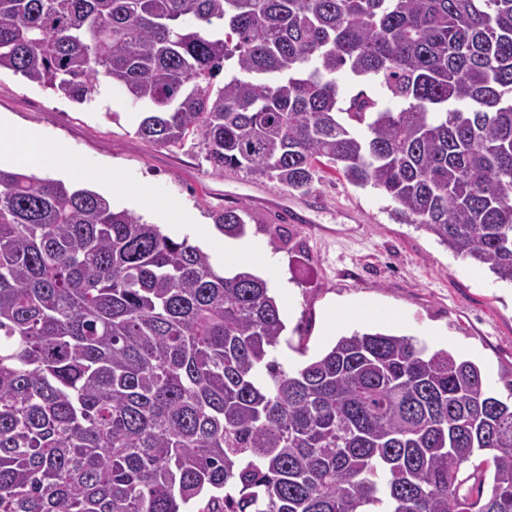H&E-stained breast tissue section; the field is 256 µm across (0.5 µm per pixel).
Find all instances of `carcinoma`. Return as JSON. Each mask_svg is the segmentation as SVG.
Segmentation results:
<instances>
[{"label": "carcinoma", "mask_w": 512, "mask_h": 512, "mask_svg": "<svg viewBox=\"0 0 512 512\" xmlns=\"http://www.w3.org/2000/svg\"><path fill=\"white\" fill-rule=\"evenodd\" d=\"M2 69L79 104L103 79L215 170L337 171L512 284V0H0ZM341 72L387 102L343 106ZM284 330L257 275L0 168V512H512L478 365L375 331L289 370Z\"/></svg>", "instance_id": "cac0c4a2"}]
</instances>
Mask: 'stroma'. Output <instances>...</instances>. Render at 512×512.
<instances>
[{
  "instance_id": "35a3bbf8",
  "label": "stroma",
  "mask_w": 512,
  "mask_h": 512,
  "mask_svg": "<svg viewBox=\"0 0 512 512\" xmlns=\"http://www.w3.org/2000/svg\"><path fill=\"white\" fill-rule=\"evenodd\" d=\"M135 110L106 83L93 102L79 105L0 72V115L67 141L84 168L114 166L148 182L160 206L146 221L199 246L216 268L224 266V236L215 214L247 207L246 238L270 254L273 280L290 292L280 301L286 329L274 351L284 367L304 366L340 337L381 329L473 361L493 395H512V286L399 223L382 191L355 187L330 169L306 194L243 171H217L192 143L159 147L142 139L130 119ZM170 202L191 211L196 226L171 223ZM272 224L284 236L277 249ZM346 304L365 315L336 324L334 310Z\"/></svg>"
}]
</instances>
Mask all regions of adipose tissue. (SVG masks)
Instances as JSON below:
<instances>
[{
  "label": "adipose tissue",
  "instance_id": "adipose-tissue-1",
  "mask_svg": "<svg viewBox=\"0 0 512 512\" xmlns=\"http://www.w3.org/2000/svg\"><path fill=\"white\" fill-rule=\"evenodd\" d=\"M6 158L23 165H46L67 178L101 185L112 194H120L127 188L125 174L111 168L85 170L77 168L69 146L60 141L45 139L33 130L14 128L0 118V159ZM224 263L228 272L240 270L269 271L271 259L258 251L253 242L245 239L229 241L224 248Z\"/></svg>",
  "mask_w": 512,
  "mask_h": 512
}]
</instances>
